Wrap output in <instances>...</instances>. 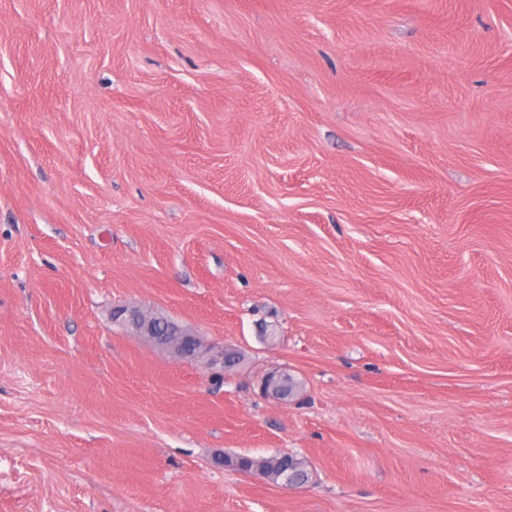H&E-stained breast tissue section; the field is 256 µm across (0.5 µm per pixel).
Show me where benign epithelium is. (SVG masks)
<instances>
[{"label": "benign epithelium", "mask_w": 512, "mask_h": 512, "mask_svg": "<svg viewBox=\"0 0 512 512\" xmlns=\"http://www.w3.org/2000/svg\"><path fill=\"white\" fill-rule=\"evenodd\" d=\"M125 314L128 315V321L135 329L137 336L151 339L183 362L191 363L207 354L210 365L222 369L227 364V355L230 354V350H212L203 344L199 336L180 328L175 323L170 324L167 334L157 336L153 333L150 319L142 311L121 309L116 312V315L120 317ZM260 389L262 393L277 399H285L290 396V391L285 385V375L279 371L268 373L262 380Z\"/></svg>", "instance_id": "benign-epithelium-1"}]
</instances>
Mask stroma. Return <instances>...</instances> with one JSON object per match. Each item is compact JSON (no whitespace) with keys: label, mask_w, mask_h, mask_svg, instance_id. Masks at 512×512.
<instances>
[{"label":"stroma","mask_w":512,"mask_h":512,"mask_svg":"<svg viewBox=\"0 0 512 512\" xmlns=\"http://www.w3.org/2000/svg\"><path fill=\"white\" fill-rule=\"evenodd\" d=\"M0 512H512V0H0ZM133 328L135 335L139 337H146L151 339L157 345L169 350L181 361L191 363L204 355L210 353L208 362L211 366H219L224 370V365L227 364V355L232 353V350L220 349L212 350L207 348L199 336L187 330H183L174 322L170 324V330L166 335H154L150 319L140 310L121 309L114 315L122 317L125 314ZM286 376L280 371H272L262 380L260 389L265 395H271L277 399H285L291 395L284 383Z\"/></svg>","instance_id":"35a3bbf8"}]
</instances>
